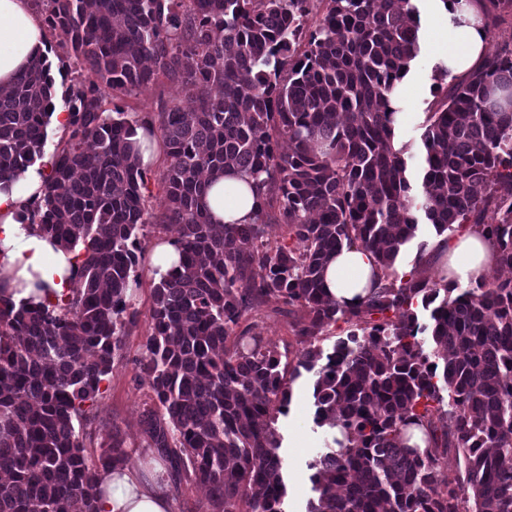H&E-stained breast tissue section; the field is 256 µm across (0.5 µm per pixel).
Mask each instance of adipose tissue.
I'll list each match as a JSON object with an SVG mask.
<instances>
[{"label": "adipose tissue", "mask_w": 512, "mask_h": 512, "mask_svg": "<svg viewBox=\"0 0 512 512\" xmlns=\"http://www.w3.org/2000/svg\"><path fill=\"white\" fill-rule=\"evenodd\" d=\"M434 2L448 29L438 65L447 69L449 76L464 75L488 49L479 7L473 0ZM50 53L46 27L31 0H0V89L10 88L36 55ZM48 171L45 165L30 167L0 188V289L16 301L33 297L54 302L79 280L73 254L38 230L24 228L20 219L22 211L41 200ZM204 202L215 224L252 223L258 209L253 187L233 170L209 181ZM435 249L439 263L447 267L445 280L452 288L476 283L495 268L492 244L473 233L451 242L438 241ZM378 273L371 252L346 247L327 264L324 284L330 297L351 307L367 296ZM38 280L47 285V293L36 291ZM97 483L103 489L99 512H171L167 483L141 476L137 467L99 472Z\"/></svg>", "instance_id": "obj_1"}]
</instances>
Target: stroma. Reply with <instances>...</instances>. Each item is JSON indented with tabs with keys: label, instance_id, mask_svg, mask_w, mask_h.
<instances>
[{
	"label": "stroma",
	"instance_id": "1",
	"mask_svg": "<svg viewBox=\"0 0 512 512\" xmlns=\"http://www.w3.org/2000/svg\"><path fill=\"white\" fill-rule=\"evenodd\" d=\"M415 5L420 20V52L411 64L408 85L398 93L395 103L400 114L395 141L404 149L409 168L413 171L417 170L423 152L421 136L427 114L446 95L445 90L433 88L438 34L432 27L430 0H415ZM153 281L152 272L147 271L139 285L129 288L138 312L137 323L125 338L122 357L115 361L111 374L102 385V394L87 426L89 437L85 442L87 454L93 458L99 452L102 436L119 433L126 441L129 463L146 470L151 469L153 462L163 459L156 449L147 447L141 423L144 408L153 404L139 365L141 345L150 326ZM299 319L300 313L294 307L272 302L248 314L246 322L253 325L264 342L293 352L299 347ZM313 380V374L305 372L293 382L289 411L279 416L275 424L281 439L279 454L284 464L288 512H305L307 502L313 496L312 472L308 464L329 442L326 429L317 427L313 422ZM297 437L302 438L303 447L294 446L293 440Z\"/></svg>",
	"mask_w": 512,
	"mask_h": 512
}]
</instances>
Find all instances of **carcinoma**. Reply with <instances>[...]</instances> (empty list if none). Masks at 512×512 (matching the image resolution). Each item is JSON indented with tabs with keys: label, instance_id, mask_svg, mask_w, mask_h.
I'll list each match as a JSON object with an SVG mask.
<instances>
[{
	"label": "carcinoma",
	"instance_id": "cac0c4a2",
	"mask_svg": "<svg viewBox=\"0 0 512 512\" xmlns=\"http://www.w3.org/2000/svg\"><path fill=\"white\" fill-rule=\"evenodd\" d=\"M32 2L78 70L43 203L25 219L74 254L80 280L55 303L0 293V512H98L97 473L127 462L112 433L90 465L85 426L136 323L127 293L158 221L180 258L152 290L145 433L217 512H286L274 424L303 370L315 425L343 435L309 463L307 512H512V277L457 294L424 274L421 253L395 268L420 211L439 235L478 230L512 272V50L428 113L418 190L390 105L420 51L413 0ZM50 71L37 56L0 91V181L43 156ZM162 78L182 98L144 117L109 108ZM135 124L165 153L158 216ZM228 168L253 180L251 224L207 216L206 180ZM273 206L286 243L266 239ZM345 246L383 274L352 307L322 281ZM271 301L302 312L291 359L241 327ZM340 320L348 333L326 352L320 336Z\"/></svg>",
	"mask_w": 512,
	"mask_h": 512
}]
</instances>
